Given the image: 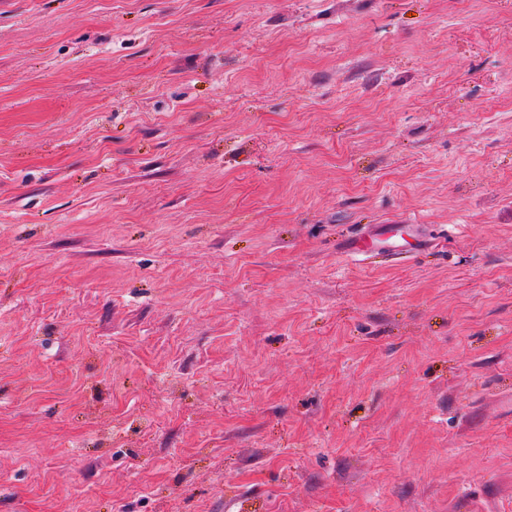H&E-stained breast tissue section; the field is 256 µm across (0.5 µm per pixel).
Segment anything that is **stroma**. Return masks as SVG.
Wrapping results in <instances>:
<instances>
[{
  "mask_svg": "<svg viewBox=\"0 0 512 512\" xmlns=\"http://www.w3.org/2000/svg\"><path fill=\"white\" fill-rule=\"evenodd\" d=\"M0 512H512V0H0Z\"/></svg>",
  "mask_w": 512,
  "mask_h": 512,
  "instance_id": "1",
  "label": "stroma"
}]
</instances>
